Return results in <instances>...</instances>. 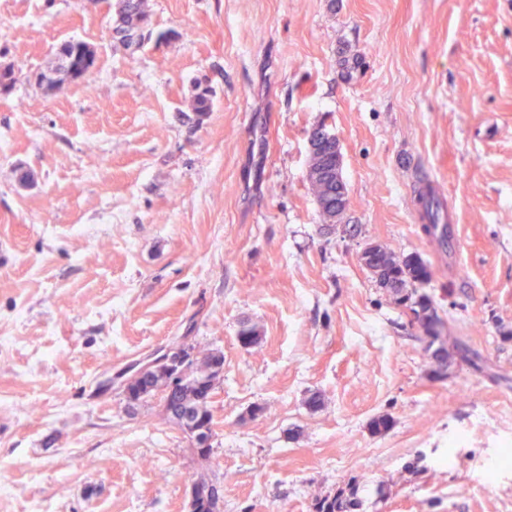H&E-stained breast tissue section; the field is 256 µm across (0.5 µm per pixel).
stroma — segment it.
Listing matches in <instances>:
<instances>
[{"instance_id":"stroma-1","label":"stroma","mask_w":512,"mask_h":512,"mask_svg":"<svg viewBox=\"0 0 512 512\" xmlns=\"http://www.w3.org/2000/svg\"><path fill=\"white\" fill-rule=\"evenodd\" d=\"M146 6L135 51L104 2L0 0L21 74L0 96V326L18 338L0 355V512H185L188 440L158 401L98 390L177 336L224 353L223 512H315L353 476L356 512H512V0ZM69 39L97 67L43 95L29 76ZM321 123L349 190L336 224L307 180ZM425 185L448 240L421 228ZM368 243L422 255L483 370L433 378L358 261Z\"/></svg>"}]
</instances>
